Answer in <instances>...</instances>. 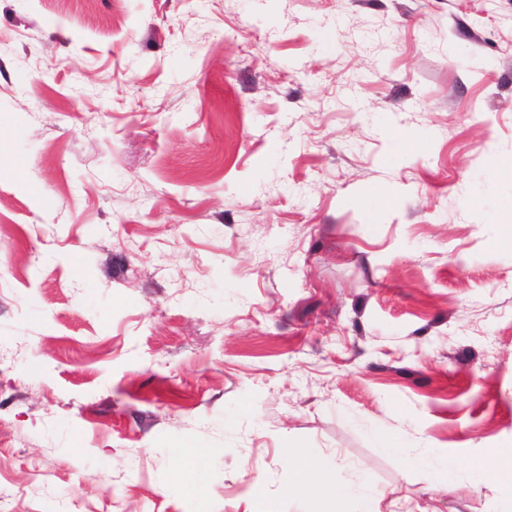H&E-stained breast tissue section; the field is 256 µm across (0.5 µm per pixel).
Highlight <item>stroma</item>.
Returning a JSON list of instances; mask_svg holds the SVG:
<instances>
[{
	"mask_svg": "<svg viewBox=\"0 0 512 512\" xmlns=\"http://www.w3.org/2000/svg\"><path fill=\"white\" fill-rule=\"evenodd\" d=\"M508 200L512 0H0V512H512ZM309 465L298 480L288 486L289 497L300 499L309 505L322 501H331L334 510L330 512H381V493L375 488L368 487L357 492L345 482L329 483L323 479V474L330 468L328 458L315 454L309 449H301ZM413 464L424 469L430 477V487L436 492H452L456 485L455 467L451 460L441 457H422Z\"/></svg>",
	"mask_w": 512,
	"mask_h": 512,
	"instance_id": "obj_1",
	"label": "stroma"
}]
</instances>
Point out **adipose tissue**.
Instances as JSON below:
<instances>
[{
	"instance_id": "ef3b65f1",
	"label": "adipose tissue",
	"mask_w": 512,
	"mask_h": 512,
	"mask_svg": "<svg viewBox=\"0 0 512 512\" xmlns=\"http://www.w3.org/2000/svg\"><path fill=\"white\" fill-rule=\"evenodd\" d=\"M306 457L309 465L298 480L289 485L288 496L311 505L332 502L335 512H381L378 490L369 487L359 492L344 482H327L323 475L331 466L330 460L311 451Z\"/></svg>"
}]
</instances>
